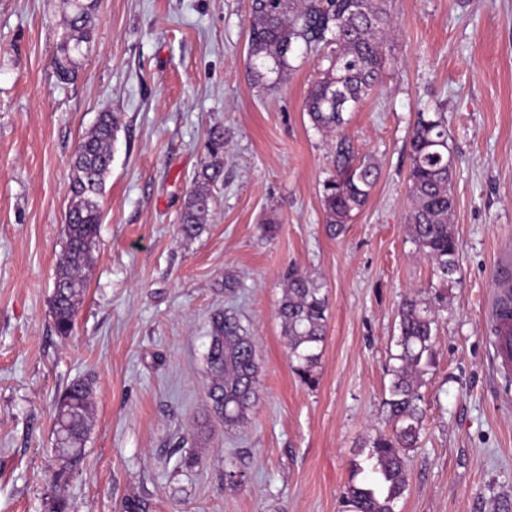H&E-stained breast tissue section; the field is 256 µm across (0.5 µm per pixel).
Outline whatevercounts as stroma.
Returning <instances> with one entry per match:
<instances>
[{
    "label": "stroma",
    "instance_id": "35a3bbf8",
    "mask_svg": "<svg viewBox=\"0 0 512 512\" xmlns=\"http://www.w3.org/2000/svg\"><path fill=\"white\" fill-rule=\"evenodd\" d=\"M250 5L94 0L93 39L65 82L52 64L62 0H0V512H346L364 439L389 428L399 308L438 291L423 428L396 512H503L512 380L496 370L487 311L512 243V0H388L382 84L337 136L303 110L315 56L294 52L275 85L256 74ZM105 111L119 129L94 268L64 338L49 299L71 161ZM441 111L461 245L445 288L405 222L412 128ZM216 128L223 172L187 238L181 217ZM341 137L379 176L333 238L322 183ZM291 266L328 297L313 388L291 370L278 317ZM227 307L260 356V398L234 428L208 397L211 318ZM79 377L93 381L92 430L61 480L54 407ZM229 469L239 484L226 483Z\"/></svg>",
    "mask_w": 512,
    "mask_h": 512
}]
</instances>
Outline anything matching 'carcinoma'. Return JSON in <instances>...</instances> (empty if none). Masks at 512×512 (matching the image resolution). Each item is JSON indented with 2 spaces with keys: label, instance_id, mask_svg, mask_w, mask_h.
I'll return each instance as SVG.
<instances>
[{
  "label": "carcinoma",
  "instance_id": "obj_1",
  "mask_svg": "<svg viewBox=\"0 0 512 512\" xmlns=\"http://www.w3.org/2000/svg\"><path fill=\"white\" fill-rule=\"evenodd\" d=\"M66 32L54 57L62 80L77 76L82 46L91 41L93 4L63 0ZM392 28L387 0H252L248 57L255 66L284 79L291 70L290 54L302 45L308 52L328 50L304 100L312 126L339 133L344 112L382 83L383 45ZM345 99L331 103L332 94ZM118 121L111 112L100 114L83 137L71 168V201L65 218V245L56 265L50 313L58 335H71L94 265L101 211L99 199L112 164V145ZM410 209L406 224L412 243L432 264L441 283L448 282L459 264V241L450 215L453 210V171L448 156V126L444 113H419L410 140ZM210 161L197 175L181 218L186 238L198 234L209 211L210 186L221 176ZM378 178V167L355 157L345 140L336 143L335 166L323 183L324 223L334 237L342 233L363 208ZM328 301L321 283L308 273L290 268L278 315L288 347V361L299 380L314 387L326 334ZM438 307L419 295L407 298L399 310L396 352L391 354L389 398L385 400L391 429L364 441L368 467L356 468L361 480L351 479L343 495L349 512H395L407 489V452L416 446L423 427L421 388L433 361V338ZM207 362L212 375L209 399L224 424L248 417L259 400L260 358L255 339L237 314L226 309L212 318ZM92 387L78 378L60 396L54 426L61 472L79 463L92 426Z\"/></svg>",
  "mask_w": 512,
  "mask_h": 512
}]
</instances>
